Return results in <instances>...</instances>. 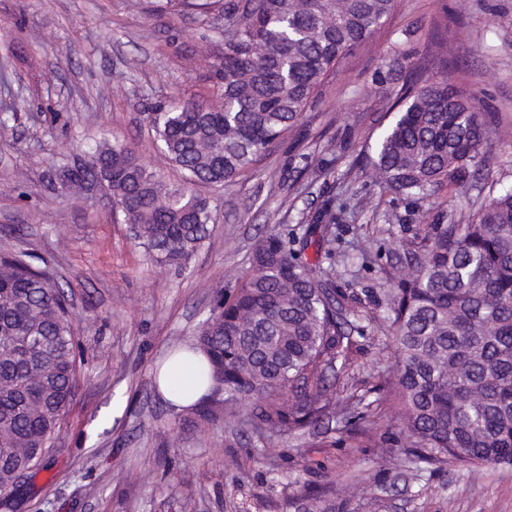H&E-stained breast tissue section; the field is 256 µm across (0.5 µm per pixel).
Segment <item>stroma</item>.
Instances as JSON below:
<instances>
[{"instance_id":"1","label":"stroma","mask_w":512,"mask_h":512,"mask_svg":"<svg viewBox=\"0 0 512 512\" xmlns=\"http://www.w3.org/2000/svg\"><path fill=\"white\" fill-rule=\"evenodd\" d=\"M224 14L158 10L155 0H0V251L23 248L67 292L84 377L18 512H289L288 440L269 439L241 472L223 422L197 427L159 393L154 368L195 342L213 286L232 287L259 237L306 224L329 199L354 193L336 249L338 286L370 288L379 243L412 236L420 217L380 192L369 157L417 67L495 116L493 147L471 191L512 185V0H396L393 13L345 57L301 122L252 169L223 186L196 185L216 223L181 273L135 247L106 188L53 192L52 165L119 138L152 154L150 107L216 100L213 66ZM335 151L331 172H300V156ZM331 457L337 500L351 512H512V467L435 473L408 468L398 448H313Z\"/></svg>"}]
</instances>
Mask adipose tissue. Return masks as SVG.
Segmentation results:
<instances>
[{"label": "adipose tissue", "mask_w": 512, "mask_h": 512, "mask_svg": "<svg viewBox=\"0 0 512 512\" xmlns=\"http://www.w3.org/2000/svg\"><path fill=\"white\" fill-rule=\"evenodd\" d=\"M206 366L203 353L187 348L167 357L156 376L159 392L175 408L193 406L208 393Z\"/></svg>", "instance_id": "obj_1"}]
</instances>
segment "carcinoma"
Segmentation results:
<instances>
[{
	"mask_svg": "<svg viewBox=\"0 0 512 512\" xmlns=\"http://www.w3.org/2000/svg\"><path fill=\"white\" fill-rule=\"evenodd\" d=\"M200 14L214 0H165ZM394 0H228L224 50L213 70L216 103L186 100L145 113L153 150L182 171L172 183L119 140L104 141L81 166L63 164L60 191L90 179L112 194L136 246L153 260L189 267L215 223L210 199L191 189L246 172L295 126L347 54L390 17ZM410 79L404 103L373 147L382 190L422 211L438 188L458 192L491 147L488 116L442 76ZM457 209L421 224L377 259L374 307L336 287V201L297 232L284 224L256 243L232 288L213 291L197 336L212 386L191 409L196 423L224 419L226 441L256 460L257 443L299 439L325 419L341 426L315 448L389 442L413 469L512 466V186L488 196L467 223ZM316 257H304L308 246ZM389 336L395 379L369 384L358 358L372 334ZM81 378L71 303L54 274L24 249L0 251V507H15L20 473L33 476L55 441ZM347 393L338 405L333 391ZM375 395L371 401L369 395ZM396 402L401 427L370 430L372 407ZM335 463L310 459L292 484L330 494Z\"/></svg>",
	"mask_w": 512,
	"mask_h": 512,
	"instance_id": "1",
	"label": "carcinoma"
}]
</instances>
